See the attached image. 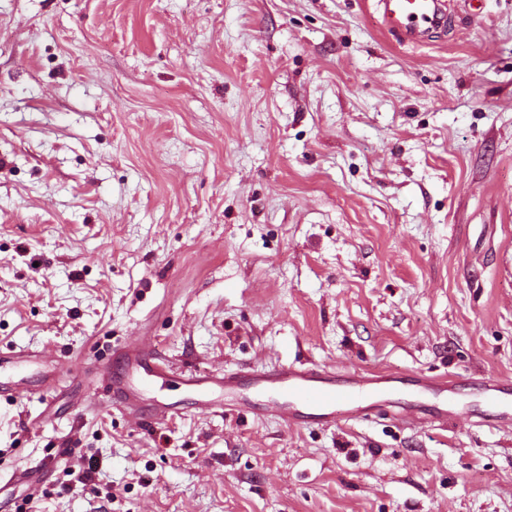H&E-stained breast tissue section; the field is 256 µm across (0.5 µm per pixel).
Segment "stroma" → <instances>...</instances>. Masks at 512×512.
Returning <instances> with one entry per match:
<instances>
[{"label": "stroma", "instance_id": "stroma-1", "mask_svg": "<svg viewBox=\"0 0 512 512\" xmlns=\"http://www.w3.org/2000/svg\"><path fill=\"white\" fill-rule=\"evenodd\" d=\"M161 354L140 424L100 369ZM0 512H512V430L199 413L184 373L512 380V0H0ZM37 426H30V419ZM49 466L36 496L15 471ZM92 481H84L87 468ZM383 27L403 46H423L448 27L447 0H376ZM58 367L43 363L36 355L28 351L20 350L11 355H0V378L3 375L5 381L0 380V390L12 395L21 396L30 391L29 371L35 373L40 380V389L48 392L54 388Z\"/></svg>", "mask_w": 512, "mask_h": 512}]
</instances>
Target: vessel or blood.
Returning a JSON list of instances; mask_svg holds the SVG:
<instances>
[{
    "instance_id": "vessel-or-blood-1",
    "label": "vessel or blood",
    "mask_w": 512,
    "mask_h": 512,
    "mask_svg": "<svg viewBox=\"0 0 512 512\" xmlns=\"http://www.w3.org/2000/svg\"><path fill=\"white\" fill-rule=\"evenodd\" d=\"M384 28L401 45L423 46L442 33L450 19L449 0H376ZM120 372L113 390L131 413L151 423L173 415L169 405L151 399L155 382L166 380L172 369L156 353L139 346L119 351ZM37 375L42 391H51L57 376L55 366L20 350L0 355V390L23 395L30 375ZM196 395L200 412L211 413L239 406L278 416L288 425L315 423L335 426L366 419L373 413L394 414L398 377L387 371L336 375L318 366L291 363L246 373L224 375L189 374L182 380ZM416 395L432 397V404L416 407L412 415L433 417L445 425L459 413V377L418 376L411 383ZM477 387L489 415L512 427V384L491 377L478 379Z\"/></svg>"
}]
</instances>
